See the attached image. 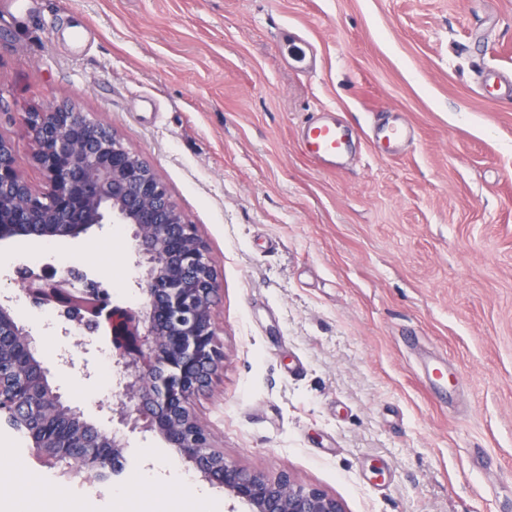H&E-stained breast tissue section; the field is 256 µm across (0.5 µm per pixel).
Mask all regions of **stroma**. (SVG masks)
Masks as SVG:
<instances>
[{
	"label": "stroma",
	"mask_w": 512,
	"mask_h": 512,
	"mask_svg": "<svg viewBox=\"0 0 512 512\" xmlns=\"http://www.w3.org/2000/svg\"><path fill=\"white\" fill-rule=\"evenodd\" d=\"M294 27L316 64L282 40ZM512 0H0V138L34 191L26 113L102 121L155 169L207 241L224 367L194 407L227 459L292 474L347 512H512ZM412 125L396 159L361 142L344 169L302 153L303 120ZM131 229L0 242V291L112 246L136 305ZM51 384L98 424L97 375L19 299ZM0 427V512H194L205 485L160 437L131 433L134 495L44 466Z\"/></svg>",
	"instance_id": "35a3bbf8"
}]
</instances>
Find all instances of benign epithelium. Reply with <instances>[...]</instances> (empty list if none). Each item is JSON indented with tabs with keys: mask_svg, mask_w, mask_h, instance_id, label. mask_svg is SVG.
Listing matches in <instances>:
<instances>
[{
	"mask_svg": "<svg viewBox=\"0 0 512 512\" xmlns=\"http://www.w3.org/2000/svg\"><path fill=\"white\" fill-rule=\"evenodd\" d=\"M25 123L45 189L29 187L13 146L0 138V240L76 238L126 224L143 302L118 305L98 280L69 267L46 274L19 268V292L36 307L58 311L63 336L84 330L82 354L109 337L115 402L99 427L67 404L48 381L37 338L16 319L17 295L1 291L0 363L9 360L13 374L0 371V422L30 439L46 461L70 460L74 476L104 479L122 462L126 433L138 431L164 439L189 468L223 485L250 512H346L341 499L289 473L272 478L227 460L195 415L192 397L224 362L214 319L217 282L205 240L153 167L103 122L63 103L27 113ZM58 362L92 376L88 360L77 362L68 349Z\"/></svg>",
	"mask_w": 512,
	"mask_h": 512,
	"instance_id": "1",
	"label": "benign epithelium"
}]
</instances>
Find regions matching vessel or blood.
I'll use <instances>...</instances> for the list:
<instances>
[{
	"label": "vessel or blood",
	"mask_w": 512,
	"mask_h": 512,
	"mask_svg": "<svg viewBox=\"0 0 512 512\" xmlns=\"http://www.w3.org/2000/svg\"><path fill=\"white\" fill-rule=\"evenodd\" d=\"M375 136L386 142L387 151L392 154L414 140L416 133L405 125L384 120L376 125ZM297 137L308 158L315 165L330 170L341 168L354 144L351 128L326 112L302 124Z\"/></svg>",
	"instance_id": "b4317fda"
}]
</instances>
